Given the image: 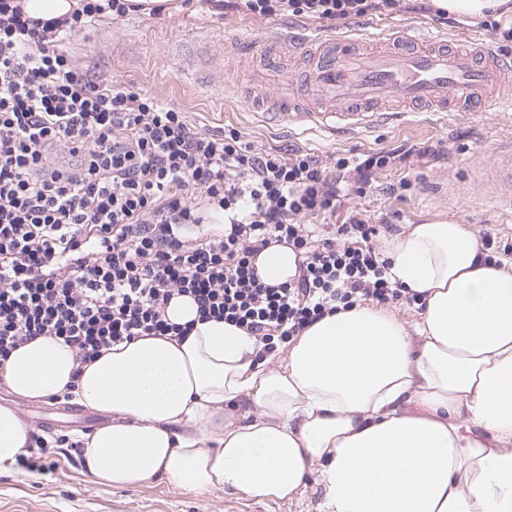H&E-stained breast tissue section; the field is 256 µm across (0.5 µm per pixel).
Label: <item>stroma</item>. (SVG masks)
<instances>
[{
    "label": "stroma",
    "mask_w": 512,
    "mask_h": 512,
    "mask_svg": "<svg viewBox=\"0 0 512 512\" xmlns=\"http://www.w3.org/2000/svg\"><path fill=\"white\" fill-rule=\"evenodd\" d=\"M176 2L178 11L169 16L137 12L115 20L102 18L71 49L83 65L108 80L178 105L200 131L220 134L234 128L261 151L300 148L331 165L341 154L418 146V153L375 172L372 193L348 195L345 205L373 216L399 212L404 225L453 221L476 231L490 227L496 232L490 255L512 248V204L485 186L494 175L495 145L512 140V106L472 115L452 112L429 122H389L339 137L288 129L269 123L253 108L258 100L274 99L278 83L260 87L252 59L225 52L226 45L239 39L259 42L284 26L307 35H336L372 23H401L421 38L467 35L478 40L488 32L477 19L459 16L447 21L432 12L400 9L334 23L275 14L257 17L218 8L215 0ZM404 177L411 182L409 189L399 198L389 195L388 186ZM17 409L47 440L54 467L46 474H0V512H316L320 495L315 473L307 479L305 494L288 503L257 502L219 491H177L162 478L123 489L103 486L84 469L82 452L72 439L106 424V416L47 399L21 401Z\"/></svg>",
    "instance_id": "obj_1"
}]
</instances>
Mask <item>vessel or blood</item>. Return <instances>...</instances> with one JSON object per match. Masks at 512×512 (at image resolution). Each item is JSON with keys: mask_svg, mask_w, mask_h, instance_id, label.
I'll return each mask as SVG.
<instances>
[{"mask_svg": "<svg viewBox=\"0 0 512 512\" xmlns=\"http://www.w3.org/2000/svg\"><path fill=\"white\" fill-rule=\"evenodd\" d=\"M287 52L306 59L299 83L274 105L285 127H312L335 135L389 120L391 102L418 111H477L512 100V57L487 43H419L407 27L390 26L372 37L350 32L305 36L277 32Z\"/></svg>", "mask_w": 512, "mask_h": 512, "instance_id": "b4317fda", "label": "vessel or blood"}]
</instances>
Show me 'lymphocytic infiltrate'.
Wrapping results in <instances>:
<instances>
[{
	"instance_id": "f902f5d3",
	"label": "lymphocytic infiltrate",
	"mask_w": 512,
	"mask_h": 512,
	"mask_svg": "<svg viewBox=\"0 0 512 512\" xmlns=\"http://www.w3.org/2000/svg\"><path fill=\"white\" fill-rule=\"evenodd\" d=\"M400 0H224L269 16L351 20ZM101 8L25 18L0 0V363L39 336L84 364L113 344L186 335L165 308L192 298L262 343L290 346L316 320L372 302L415 303L374 243L399 213L342 208L410 147L341 155L254 151L236 130L197 131L185 112L91 74L70 45ZM224 226L208 230L211 211ZM272 243L298 274L262 283L254 257Z\"/></svg>"
}]
</instances>
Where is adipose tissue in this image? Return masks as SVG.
Here are the masks:
<instances>
[{"instance_id":"ef3b65f1","label":"adipose tissue","mask_w":512,"mask_h":512,"mask_svg":"<svg viewBox=\"0 0 512 512\" xmlns=\"http://www.w3.org/2000/svg\"><path fill=\"white\" fill-rule=\"evenodd\" d=\"M383 254L392 282L422 296L413 319L358 304L262 358L246 331L198 321L177 297L165 314L194 322L183 340L122 342L80 366L41 336L0 363V381L109 416L80 442L84 468L115 488L162 477L288 502L315 472L319 512H512V258L485 260L478 233L450 221L407 225ZM254 264L271 285L297 267L277 243ZM33 446L0 405V474Z\"/></svg>"}]
</instances>
